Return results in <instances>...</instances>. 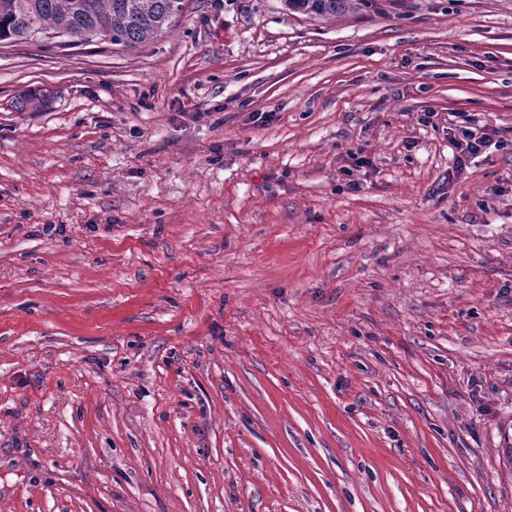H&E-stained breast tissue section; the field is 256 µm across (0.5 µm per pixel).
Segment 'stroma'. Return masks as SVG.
<instances>
[{
    "mask_svg": "<svg viewBox=\"0 0 512 512\" xmlns=\"http://www.w3.org/2000/svg\"><path fill=\"white\" fill-rule=\"evenodd\" d=\"M510 448L512 0L0 42V512H512ZM450 131V142L455 149L456 169L466 167L470 158H476L485 153L492 145L497 148L503 143L505 131L490 125H479L471 116L462 117Z\"/></svg>",
    "mask_w": 512,
    "mask_h": 512,
    "instance_id": "1",
    "label": "stroma"
}]
</instances>
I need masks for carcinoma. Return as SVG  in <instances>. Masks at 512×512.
<instances>
[{
  "label": "carcinoma",
  "instance_id": "obj_1",
  "mask_svg": "<svg viewBox=\"0 0 512 512\" xmlns=\"http://www.w3.org/2000/svg\"><path fill=\"white\" fill-rule=\"evenodd\" d=\"M364 0H285L288 9L326 18L359 9ZM186 0H0V41L63 33L72 42L101 40L134 49L165 33Z\"/></svg>",
  "mask_w": 512,
  "mask_h": 512
}]
</instances>
